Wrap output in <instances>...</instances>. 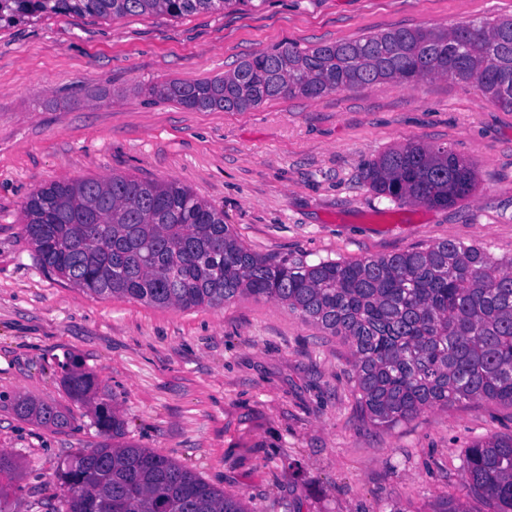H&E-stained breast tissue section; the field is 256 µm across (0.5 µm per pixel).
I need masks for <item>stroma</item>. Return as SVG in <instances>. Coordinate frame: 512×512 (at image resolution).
<instances>
[{"instance_id": "stroma-1", "label": "stroma", "mask_w": 512, "mask_h": 512, "mask_svg": "<svg viewBox=\"0 0 512 512\" xmlns=\"http://www.w3.org/2000/svg\"><path fill=\"white\" fill-rule=\"evenodd\" d=\"M510 16L512 0H264L179 18L1 23L0 451L18 469L0 512H58V468L102 440L62 382L69 360L109 394L124 442L244 497L249 512H432L450 497L488 512L464 487L463 459L474 440L512 435V406L462 400L377 425L339 337L273 300L179 310L91 296L39 264L23 204L63 179L175 178L264 255L314 264L452 240L512 258V111L477 85L384 81L245 112L150 93L278 46ZM417 142L475 164L467 199L438 208L374 194L364 166ZM22 397L70 426L21 419Z\"/></svg>"}]
</instances>
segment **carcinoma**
Here are the masks:
<instances>
[{
	"label": "carcinoma",
	"instance_id": "obj_1",
	"mask_svg": "<svg viewBox=\"0 0 512 512\" xmlns=\"http://www.w3.org/2000/svg\"><path fill=\"white\" fill-rule=\"evenodd\" d=\"M253 0H0V23L45 13L119 19L181 17ZM446 76L477 82L512 110V18L452 29L402 28L353 40L288 46L232 71L151 93L195 110L255 108L281 95L315 99L387 80ZM371 190L399 202L448 206L458 184L476 185L472 163L446 147L410 143L367 163ZM26 232L42 266L101 299L159 308L218 307L237 297L275 300L350 347L353 378L370 420L393 427L462 399L512 405V258L444 240L354 261L260 255L224 224V212L177 180L114 175L54 181L24 205ZM70 396L94 407L104 441L68 458L56 473L65 512H248L239 498L148 448L120 443L124 421L95 376L62 364ZM21 418L69 424L55 407L17 403ZM467 492L490 512H512V436L476 440L463 461ZM78 488L87 500L71 495Z\"/></svg>",
	"mask_w": 512,
	"mask_h": 512
}]
</instances>
